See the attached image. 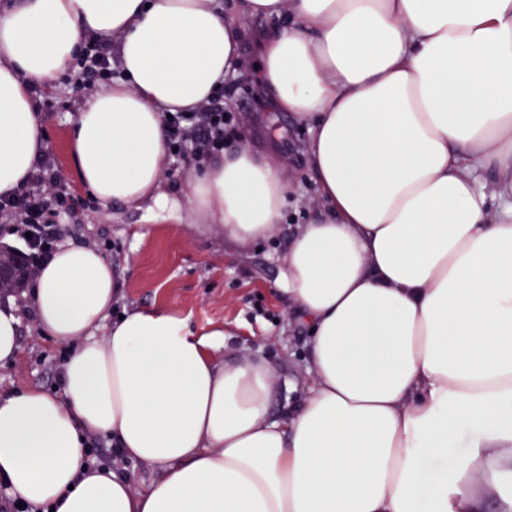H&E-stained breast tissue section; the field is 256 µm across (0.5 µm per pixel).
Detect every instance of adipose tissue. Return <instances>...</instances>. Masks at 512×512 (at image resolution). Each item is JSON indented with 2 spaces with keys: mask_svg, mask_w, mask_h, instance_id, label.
Masks as SVG:
<instances>
[{
  "mask_svg": "<svg viewBox=\"0 0 512 512\" xmlns=\"http://www.w3.org/2000/svg\"><path fill=\"white\" fill-rule=\"evenodd\" d=\"M265 20L251 33L244 20ZM111 40L122 77L74 119L82 184L236 245L286 219L282 162L250 148L160 189L162 115L245 75L307 125L320 208L277 287L306 330L304 396L276 418L259 355L216 358L169 309L105 326L119 296L94 247L64 245L30 294L71 349L61 395H0V481L39 512H512V0H20L0 14V194L43 149L32 88ZM496 176L481 182V172ZM467 451L443 459L462 432ZM91 435L158 470L94 463Z\"/></svg>",
  "mask_w": 512,
  "mask_h": 512,
  "instance_id": "adipose-tissue-1",
  "label": "adipose tissue"
}]
</instances>
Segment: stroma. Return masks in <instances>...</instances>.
<instances>
[{"mask_svg": "<svg viewBox=\"0 0 512 512\" xmlns=\"http://www.w3.org/2000/svg\"><path fill=\"white\" fill-rule=\"evenodd\" d=\"M43 98L51 105L45 123L48 145L72 192L87 202L69 224L65 240L95 246L119 274L121 294L108 321H116L129 308L164 305L185 317L198 335L223 332L222 356L258 351L273 367L278 377L273 415L295 410L300 395L294 385L304 371V332L276 290L287 230L233 247L215 232L189 234L175 219L150 222L145 210L118 203L103 206L81 185L71 151L72 120L83 96L59 82ZM223 102L241 131L239 139L225 144V151L248 146L283 158L294 199L286 221L304 223L318 203L303 154L306 128L269 103H257L232 77L224 81ZM8 303L15 304L20 316V352L13 362L0 366V394L23 387L52 391L69 346L39 331L24 291L0 297V306Z\"/></svg>", "mask_w": 512, "mask_h": 512, "instance_id": "35a3bbf8", "label": "stroma"}]
</instances>
